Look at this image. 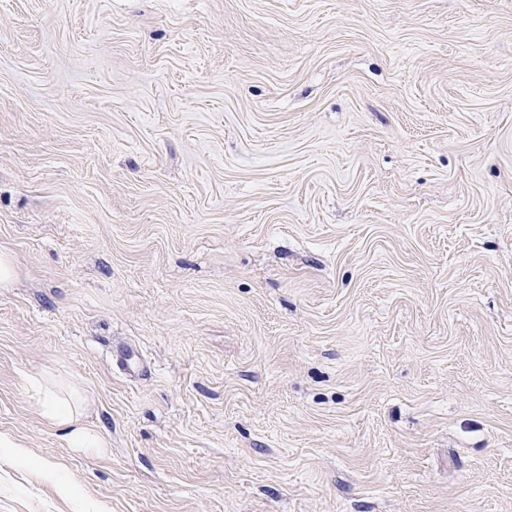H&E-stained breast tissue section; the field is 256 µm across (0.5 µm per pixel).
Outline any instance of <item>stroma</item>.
<instances>
[{"instance_id": "obj_1", "label": "stroma", "mask_w": 512, "mask_h": 512, "mask_svg": "<svg viewBox=\"0 0 512 512\" xmlns=\"http://www.w3.org/2000/svg\"><path fill=\"white\" fill-rule=\"evenodd\" d=\"M0 250V512H512V0H0ZM28 382L42 396L43 424L59 432L69 448L79 453L102 454L107 448L103 434L85 422L88 399L79 389L62 379L43 374L29 376Z\"/></svg>"}]
</instances>
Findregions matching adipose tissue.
Wrapping results in <instances>:
<instances>
[{"label": "adipose tissue", "instance_id": "adipose-tissue-1", "mask_svg": "<svg viewBox=\"0 0 512 512\" xmlns=\"http://www.w3.org/2000/svg\"><path fill=\"white\" fill-rule=\"evenodd\" d=\"M28 382L42 396L41 419L46 427L59 432L76 452L103 453L107 442L97 428L85 421L88 400L82 391L42 374L29 376Z\"/></svg>", "mask_w": 512, "mask_h": 512}]
</instances>
